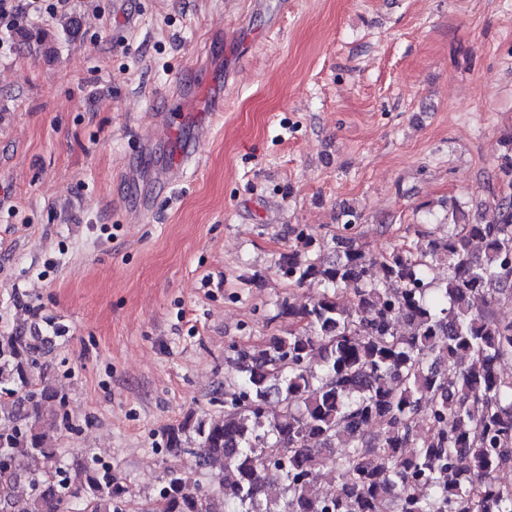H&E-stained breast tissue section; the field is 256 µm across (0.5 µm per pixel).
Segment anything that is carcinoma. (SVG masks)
<instances>
[{
	"instance_id": "carcinoma-1",
	"label": "carcinoma",
	"mask_w": 512,
	"mask_h": 512,
	"mask_svg": "<svg viewBox=\"0 0 512 512\" xmlns=\"http://www.w3.org/2000/svg\"><path fill=\"white\" fill-rule=\"evenodd\" d=\"M502 145L493 221L453 212L446 238L420 255L377 259L342 238L326 264L281 258L290 283L318 281L323 293L282 305L288 330L263 348L232 347L240 389L222 414L167 430L170 456L195 433L213 485L169 467L136 512H512L500 479L512 470V376L498 371L512 360V320L494 313L512 304L511 131ZM434 259L447 263L437 282ZM46 367L25 324L0 331V512H127L112 465L68 464L46 432L47 421L70 428L65 397L37 379ZM273 394L282 412L271 419ZM324 467L339 482L330 499L315 491ZM270 483L283 497L268 499Z\"/></svg>"
}]
</instances>
